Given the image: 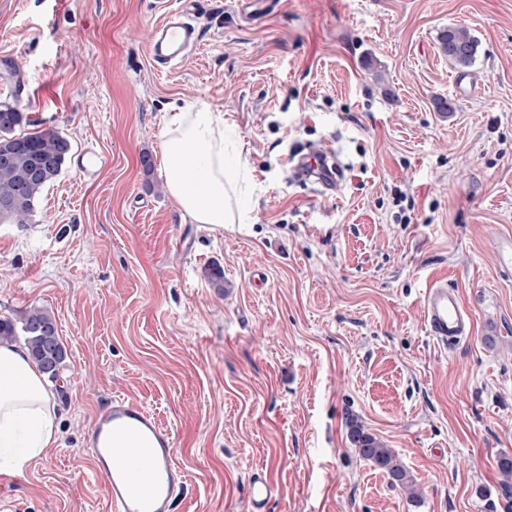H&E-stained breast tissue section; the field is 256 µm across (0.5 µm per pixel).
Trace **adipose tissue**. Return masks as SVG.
Returning a JSON list of instances; mask_svg holds the SVG:
<instances>
[{
    "mask_svg": "<svg viewBox=\"0 0 512 512\" xmlns=\"http://www.w3.org/2000/svg\"><path fill=\"white\" fill-rule=\"evenodd\" d=\"M160 139L166 189L181 212L213 232L251 223L252 208L240 186L247 161L222 113L201 101L165 113ZM58 441L45 376L25 345L0 343V473H23Z\"/></svg>",
    "mask_w": 512,
    "mask_h": 512,
    "instance_id": "obj_1",
    "label": "adipose tissue"
}]
</instances>
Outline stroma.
<instances>
[{"mask_svg": "<svg viewBox=\"0 0 512 512\" xmlns=\"http://www.w3.org/2000/svg\"><path fill=\"white\" fill-rule=\"evenodd\" d=\"M195 8L199 43L160 69L155 0H0V102L108 159L92 178L68 162L32 223L0 224V318L48 309L68 353L60 443L0 473V512H110L84 439L116 398L171 430L173 512H252L259 470L268 512H512V0ZM451 26L479 42L471 67L439 50ZM199 100L253 181L252 223L220 234L181 217L161 163L164 112ZM327 149L336 186L300 178ZM435 281L473 316L447 348L425 322ZM350 416L420 504L358 456ZM274 485L267 474L257 472L251 478L249 484L250 500L255 512H264L265 506L272 498Z\"/></svg>", "mask_w": 512, "mask_h": 512, "instance_id": "obj_1", "label": "stroma"}]
</instances>
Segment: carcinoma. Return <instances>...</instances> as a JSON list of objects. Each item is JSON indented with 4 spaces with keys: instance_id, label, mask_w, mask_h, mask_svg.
Returning a JSON list of instances; mask_svg holds the SVG:
<instances>
[{
    "instance_id": "obj_1",
    "label": "carcinoma",
    "mask_w": 512,
    "mask_h": 512,
    "mask_svg": "<svg viewBox=\"0 0 512 512\" xmlns=\"http://www.w3.org/2000/svg\"><path fill=\"white\" fill-rule=\"evenodd\" d=\"M442 52L460 67L472 65L479 43L462 27H448L439 35ZM28 122L16 106L0 103V224H27L36 213L43 189L62 173L71 152V143L59 132L48 129L20 132ZM47 162L44 173L25 178L36 160ZM23 339L39 369L49 378H56L67 358L60 341L55 317L46 309L34 306L16 320L0 319V342ZM349 440L358 455L384 472L390 484L404 489L409 501L418 500L417 489L410 476L390 448L356 422L349 424Z\"/></svg>"
}]
</instances>
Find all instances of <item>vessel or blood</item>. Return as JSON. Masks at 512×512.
Wrapping results in <instances>:
<instances>
[{"label": "vessel or blood", "mask_w": 512, "mask_h": 512, "mask_svg": "<svg viewBox=\"0 0 512 512\" xmlns=\"http://www.w3.org/2000/svg\"><path fill=\"white\" fill-rule=\"evenodd\" d=\"M192 0H180L171 7L169 0H158L162 18L154 27L148 43V55L156 63L169 65L183 57L200 40V31L190 18ZM423 306L430 335L439 345L458 343L471 331V320L458 294L439 283L426 288ZM133 430L153 441L143 466L126 463L125 449L119 448L116 434ZM87 446L93 462L104 466L113 459L106 474L111 512H172L177 490L184 487L186 473L175 460L172 434L145 408L118 398L92 426ZM274 493L267 474L256 473L249 484L255 512H265Z\"/></svg>", "instance_id": "vessel-or-blood-1"}]
</instances>
